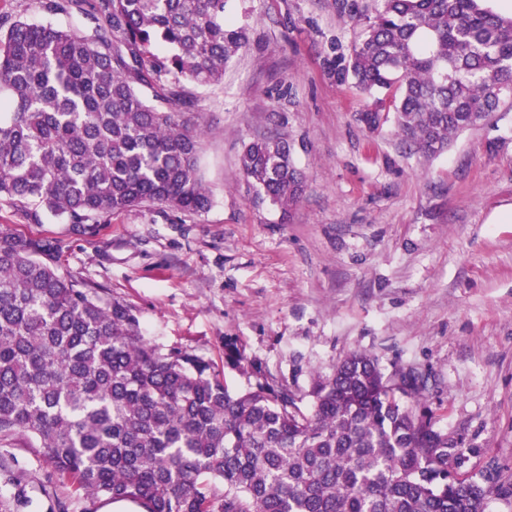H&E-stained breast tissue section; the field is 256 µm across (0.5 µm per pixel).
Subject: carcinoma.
Segmentation results:
<instances>
[{"instance_id":"obj_1","label":"carcinoma","mask_w":512,"mask_h":512,"mask_svg":"<svg viewBox=\"0 0 512 512\" xmlns=\"http://www.w3.org/2000/svg\"><path fill=\"white\" fill-rule=\"evenodd\" d=\"M380 2L336 69L373 97L367 130L389 100L402 141L436 155L512 111V15L486 0ZM224 6L39 0L43 23L1 16L0 200L81 234L153 204L205 211L183 84L220 83L247 45ZM74 11L86 31L51 22ZM240 172L284 213L305 191L281 137L245 144ZM61 249L0 225V447L27 436L74 491L144 512H486L512 496L437 427L410 374L353 351L307 391L231 392L211 362L146 341L129 305L60 272Z\"/></svg>"}]
</instances>
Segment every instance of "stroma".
<instances>
[{
	"mask_svg": "<svg viewBox=\"0 0 512 512\" xmlns=\"http://www.w3.org/2000/svg\"><path fill=\"white\" fill-rule=\"evenodd\" d=\"M378 0H227L246 48L220 84L186 85L204 130L209 209L113 215L92 235L35 224L0 202V225L62 244L61 272L132 307L142 336L213 363L229 390L265 378L307 390L349 352L414 371L444 430L477 448V469L512 483V112L435 157L393 122L368 132L371 103L336 78ZM287 138L306 179L289 213L239 173L244 143ZM234 351L239 367L227 365ZM0 496L17 512H103L14 436Z\"/></svg>",
	"mask_w": 512,
	"mask_h": 512,
	"instance_id": "1",
	"label": "stroma"
}]
</instances>
